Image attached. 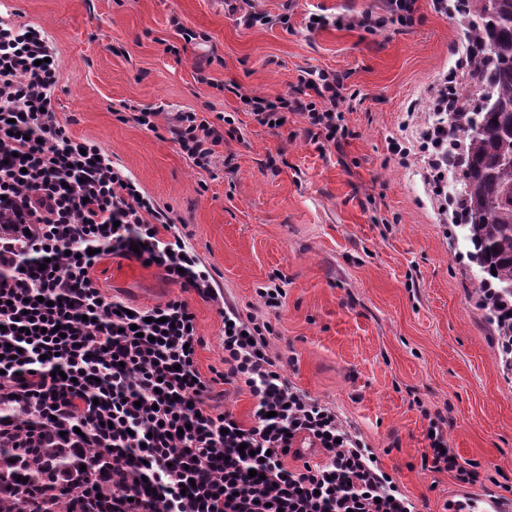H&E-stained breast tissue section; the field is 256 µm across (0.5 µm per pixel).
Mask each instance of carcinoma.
Returning <instances> with one entry per match:
<instances>
[{"instance_id":"1","label":"carcinoma","mask_w":512,"mask_h":512,"mask_svg":"<svg viewBox=\"0 0 512 512\" xmlns=\"http://www.w3.org/2000/svg\"><path fill=\"white\" fill-rule=\"evenodd\" d=\"M470 66L448 140L464 161L455 167L462 191L466 257L476 268L477 306L494 327L502 370L512 373V0H464ZM68 437L31 432L20 448L0 446V485L17 490L42 480ZM84 460L79 459L75 468ZM86 465V464H84ZM98 482H112V464L86 465Z\"/></svg>"}]
</instances>
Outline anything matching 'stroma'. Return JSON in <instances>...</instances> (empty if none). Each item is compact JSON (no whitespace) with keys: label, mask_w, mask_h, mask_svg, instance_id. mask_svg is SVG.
Listing matches in <instances>:
<instances>
[{"label":"stroma","mask_w":512,"mask_h":512,"mask_svg":"<svg viewBox=\"0 0 512 512\" xmlns=\"http://www.w3.org/2000/svg\"><path fill=\"white\" fill-rule=\"evenodd\" d=\"M380 0H0V18L29 23L55 46L53 93L72 138L101 147L179 230L224 298L271 322L269 350L289 381L336 412L418 512H448L459 489L512 498V375L479 315L465 245L441 214L415 157L424 101L465 49V19L416 0L409 25L369 34L341 18ZM267 15L248 27L247 8ZM325 25L311 26V15ZM199 33L185 42L172 18ZM342 77L349 136L313 141L303 116L257 124L240 93L286 94L304 71ZM233 117L200 169L166 127L120 120L127 109ZM103 293L151 308L185 295L205 377L224 371L215 305L181 292L163 269L118 256L94 269ZM284 288L279 309L258 288ZM448 420L453 454L478 463L475 482L424 467L429 418Z\"/></svg>","instance_id":"stroma-1"}]
</instances>
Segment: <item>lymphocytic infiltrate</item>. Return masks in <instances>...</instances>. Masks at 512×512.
Masks as SVG:
<instances>
[{
	"instance_id": "1",
	"label": "lymphocytic infiltrate",
	"mask_w": 512,
	"mask_h": 512,
	"mask_svg": "<svg viewBox=\"0 0 512 512\" xmlns=\"http://www.w3.org/2000/svg\"><path fill=\"white\" fill-rule=\"evenodd\" d=\"M415 0H384L346 24L373 34L413 21ZM60 58L31 25L0 22V420L17 433L70 429V445L112 462V481L77 483L68 463L55 481L91 507L112 512H415L367 446L334 411L295 388L287 359L271 355L270 322L242 318L220 296L168 212L101 148L70 138L52 104ZM458 59L426 103L418 132L425 183L448 196V114L455 109ZM344 83L309 71L291 92L250 96L263 126L305 117L314 139L346 137ZM169 131L198 168H209L224 141L197 112H179ZM117 255L162 268L169 280L214 302L225 334V383H244L255 400L243 426L221 409L223 393L195 363L199 338L189 303L175 297L134 310L103 296L93 270ZM447 421H429L431 466L472 482V464L448 450ZM310 441L323 464L289 470L286 449ZM247 453H240V445Z\"/></svg>"
}]
</instances>
